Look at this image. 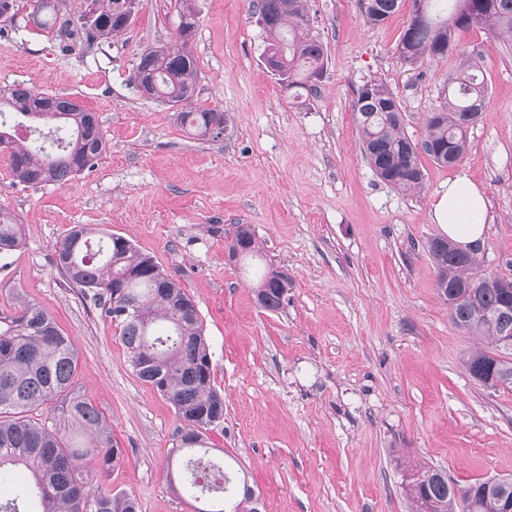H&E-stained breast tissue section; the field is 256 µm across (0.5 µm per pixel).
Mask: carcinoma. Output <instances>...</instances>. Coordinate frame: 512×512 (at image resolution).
I'll use <instances>...</instances> for the list:
<instances>
[{"label": "carcinoma", "mask_w": 512, "mask_h": 512, "mask_svg": "<svg viewBox=\"0 0 512 512\" xmlns=\"http://www.w3.org/2000/svg\"><path fill=\"white\" fill-rule=\"evenodd\" d=\"M125 0H92L95 17L73 28L58 23L56 0H36L30 13L43 30L58 28L62 39H108L129 27ZM181 14L180 46H147L131 77L175 110L179 125L190 133L217 138L227 129L226 113L197 107L194 94L198 67L188 50L196 25L194 0H176ZM413 11L397 51L413 65L420 59L459 50L462 33L482 27L512 39V0H412ZM400 0H374L363 12L366 22L381 25L399 11ZM256 11L267 41L280 56L277 82L286 90H316L326 56L315 33L306 0H257ZM487 83L477 62L463 57L443 80L440 104L428 114L424 138L416 142L403 129L402 106L377 80L357 93L354 112L362 152L374 173L396 189L421 192L425 174L420 154L439 166L460 162L468 151L467 131L481 111ZM26 126L32 140L16 136ZM106 141L95 113L78 102L37 92L21 84L0 87V151L9 155L13 178L28 184H64L92 167L105 152ZM241 258H254L259 248L249 224L235 226ZM23 225L0 208V254L23 245ZM437 270L436 288L448 304L454 326L476 337L464 367L472 378L494 375L512 391V305L486 278L510 280L498 273H479L477 263L464 262L444 238L428 242ZM54 264L84 300L115 322L133 373L167 400L183 429L174 452L183 459V490L202 505L193 512H264L261 499L239 485L224 458L211 453L207 432L224 422V396L213 384L212 353L197 307L180 282L166 274L153 257L124 237L87 224H75L60 238ZM280 271L268 270L255 289L258 303L269 311L281 307L277 292ZM78 355L71 337L37 304L17 297L0 311V483L24 467L32 475L0 501V512H139L135 497L92 488L94 474L119 467L124 456L114 447L111 425L81 394L74 376ZM439 468L421 466L409 472L404 492L415 512H504L512 485L487 489L474 481L456 496L438 475Z\"/></svg>", "instance_id": "cac0c4a2"}]
</instances>
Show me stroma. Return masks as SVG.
<instances>
[{"mask_svg":"<svg viewBox=\"0 0 512 512\" xmlns=\"http://www.w3.org/2000/svg\"><path fill=\"white\" fill-rule=\"evenodd\" d=\"M307 6L327 62L316 92L296 99L261 62L252 0H195V99L229 115L226 133L206 140L129 82L143 47L175 44V0H143L130 27L107 41L71 44L36 28L31 0L0 22V86L75 100L96 113L107 141L95 166L63 185L12 180L0 152V208L25 235L0 262V308L22 292L72 337L77 388L126 452L95 483L134 495L140 512L192 510L168 475L181 423L133 374L115 324L54 265L57 241L76 224L126 238L195 301L224 396L209 444L237 460L266 512H412L402 487L421 464L461 484L512 476V391L465 371L476 342L451 323L427 248L442 234L435 194L463 175L488 201L480 268L512 274V40L481 28L462 35L488 85L483 112L459 164L421 156L425 188L410 195L364 157L357 93L384 81L402 104L405 133L421 139L458 55L403 66L395 49L407 5L376 27L360 0ZM238 224L255 229L261 267L290 278L277 311L254 298L261 268L225 257Z\"/></svg>","mask_w":512,"mask_h":512,"instance_id":"stroma-1","label":"stroma"}]
</instances>
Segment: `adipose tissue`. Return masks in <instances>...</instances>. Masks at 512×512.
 Masks as SVG:
<instances>
[{
  "label": "adipose tissue",
  "instance_id": "adipose-tissue-1",
  "mask_svg": "<svg viewBox=\"0 0 512 512\" xmlns=\"http://www.w3.org/2000/svg\"><path fill=\"white\" fill-rule=\"evenodd\" d=\"M487 214L483 189L463 176L443 185L432 203L434 222L449 239L462 246L483 238Z\"/></svg>",
  "mask_w": 512,
  "mask_h": 512
}]
</instances>
